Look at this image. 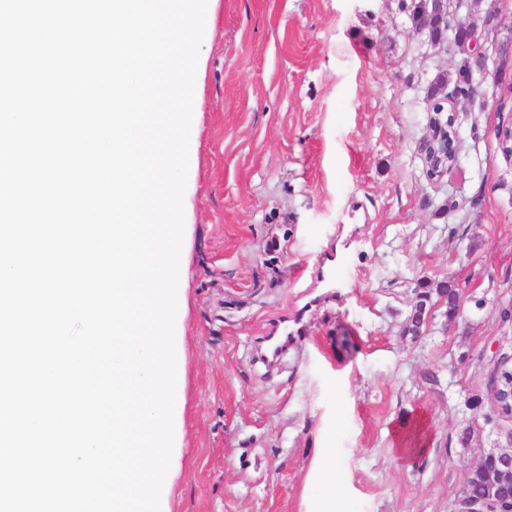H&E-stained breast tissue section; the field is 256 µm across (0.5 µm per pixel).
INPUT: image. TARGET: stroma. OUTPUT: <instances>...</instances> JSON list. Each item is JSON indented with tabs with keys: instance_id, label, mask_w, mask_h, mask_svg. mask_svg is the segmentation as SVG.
Listing matches in <instances>:
<instances>
[{
	"instance_id": "obj_1",
	"label": "stroma",
	"mask_w": 512,
	"mask_h": 512,
	"mask_svg": "<svg viewBox=\"0 0 512 512\" xmlns=\"http://www.w3.org/2000/svg\"><path fill=\"white\" fill-rule=\"evenodd\" d=\"M456 59L398 0H208L183 195L182 452L170 512H307L332 448L337 512H455L512 349L508 81L448 99L458 163L425 176L429 84ZM463 311L405 333L418 279ZM300 328L276 365L262 355ZM423 452L395 465L393 426ZM473 445H457L465 427ZM444 296L445 315L448 321H455L461 314L458 308V297L460 296V288L455 280L448 279L437 283L436 285L426 280L419 279L415 288V302L420 299H431Z\"/></svg>"
}]
</instances>
